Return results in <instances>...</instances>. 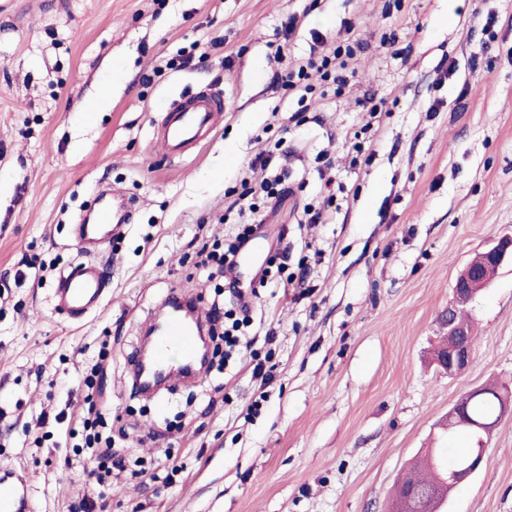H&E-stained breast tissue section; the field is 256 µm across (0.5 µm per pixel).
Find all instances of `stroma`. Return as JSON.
Listing matches in <instances>:
<instances>
[{"label":"stroma","instance_id":"35a3bbf8","mask_svg":"<svg viewBox=\"0 0 512 512\" xmlns=\"http://www.w3.org/2000/svg\"><path fill=\"white\" fill-rule=\"evenodd\" d=\"M346 24L361 44L346 86L275 87L283 65L331 53ZM185 48L192 62L168 68ZM204 87L223 94L222 123L167 158L162 108ZM101 92L108 107L90 111ZM272 149L293 193L262 209L260 233L271 251L286 234L290 266L309 270L301 293L255 300L246 333L272 381L259 390L236 356L136 396L130 355L167 295L217 300L224 277L198 252L257 218L238 202ZM103 190L130 203V221L89 257L74 226ZM505 236L512 0H0V463L29 476L32 512L84 499L94 512H389L417 457L462 447L446 433L455 404L488 380L512 384V261L467 309L471 366L451 377L430 361L457 274ZM88 257L109 285L73 320L53 288ZM25 263L42 280L16 283ZM87 396L126 459L119 486L72 464L65 437L81 432ZM443 512H512V413Z\"/></svg>","mask_w":512,"mask_h":512}]
</instances>
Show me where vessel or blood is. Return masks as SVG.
Listing matches in <instances>:
<instances>
[{
	"mask_svg": "<svg viewBox=\"0 0 512 512\" xmlns=\"http://www.w3.org/2000/svg\"><path fill=\"white\" fill-rule=\"evenodd\" d=\"M224 102L220 95L202 91L168 105L156 134L166 155H181L205 140L223 119ZM127 222L123 203H103L87 223L77 225L75 238L86 252L119 233ZM263 236H255L241 251L237 270H252L257 256L265 249ZM106 280L92 262L74 265L62 275L54 289L58 311L79 319L98 308L103 300ZM198 335L194 327L179 316L168 318L156 336L153 356L156 368L190 365L197 356ZM0 512H30V480L16 475L11 465L0 464Z\"/></svg>",
	"mask_w": 512,
	"mask_h": 512,
	"instance_id": "vessel-or-blood-1",
	"label": "vessel or blood"
}]
</instances>
